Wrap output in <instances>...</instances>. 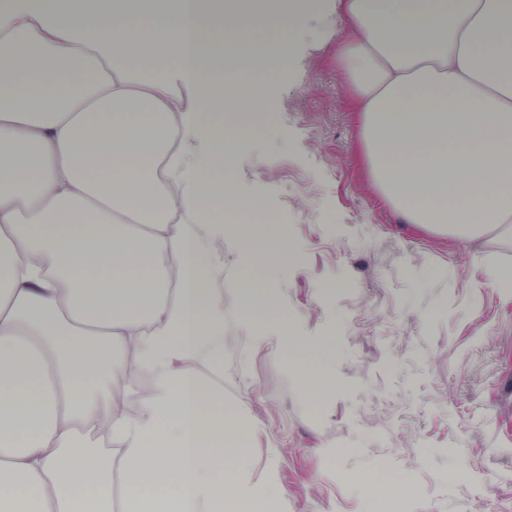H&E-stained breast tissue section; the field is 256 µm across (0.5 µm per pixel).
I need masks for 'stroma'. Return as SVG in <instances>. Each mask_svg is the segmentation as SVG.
<instances>
[{"mask_svg": "<svg viewBox=\"0 0 512 512\" xmlns=\"http://www.w3.org/2000/svg\"><path fill=\"white\" fill-rule=\"evenodd\" d=\"M314 10L322 42L294 35L228 174L290 252L246 265L232 231L246 216L228 213L212 270L225 300L246 276L278 298L257 335L224 325V409L262 425L244 475L276 477L279 512H372L384 498L392 512H512V300L491 277L512 269V233L460 241L372 187L332 0ZM283 321L326 359L286 349Z\"/></svg>", "mask_w": 512, "mask_h": 512, "instance_id": "obj_1", "label": "stroma"}]
</instances>
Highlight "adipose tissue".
Returning a JSON list of instances; mask_svg holds the SVG:
<instances>
[{
    "label": "adipose tissue",
    "mask_w": 512,
    "mask_h": 512,
    "mask_svg": "<svg viewBox=\"0 0 512 512\" xmlns=\"http://www.w3.org/2000/svg\"><path fill=\"white\" fill-rule=\"evenodd\" d=\"M380 3L336 0L374 185L461 239L511 223L512 0ZM303 20L260 0L0 8V512H276V484L235 471L260 425L225 413L218 373L225 319L276 295L248 276L225 303L211 272L225 211L262 204L226 173L291 53L228 66L210 44ZM228 73L254 79L230 111ZM129 347L155 381L132 415L110 391Z\"/></svg>",
    "instance_id": "1"
}]
</instances>
